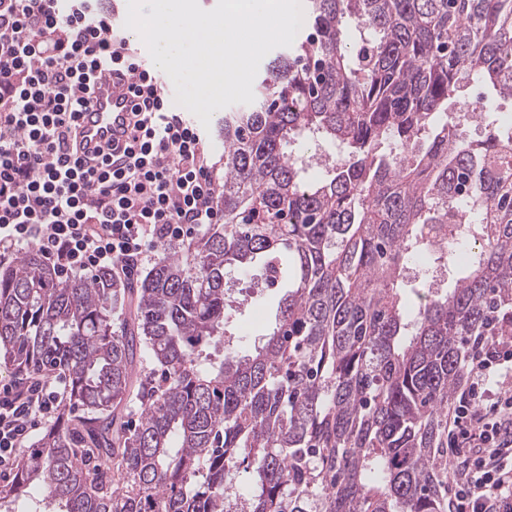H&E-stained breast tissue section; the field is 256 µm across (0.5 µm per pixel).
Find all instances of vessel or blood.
<instances>
[{"label": "vessel or blood", "mask_w": 512, "mask_h": 512, "mask_svg": "<svg viewBox=\"0 0 512 512\" xmlns=\"http://www.w3.org/2000/svg\"><path fill=\"white\" fill-rule=\"evenodd\" d=\"M90 101L88 111L74 123L70 150L82 162L95 164L106 149L123 152L137 116L132 110V85L124 77L102 74L92 87Z\"/></svg>", "instance_id": "b4317fda"}]
</instances>
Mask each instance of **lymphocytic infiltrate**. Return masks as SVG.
<instances>
[{"mask_svg":"<svg viewBox=\"0 0 512 512\" xmlns=\"http://www.w3.org/2000/svg\"><path fill=\"white\" fill-rule=\"evenodd\" d=\"M104 63L134 77L141 118L125 160L87 166L68 137ZM220 219L198 130L169 111L99 0H0V248L36 247L63 278L119 279ZM470 364L448 416L449 512H512V334L473 342ZM65 391L56 374L0 384V474Z\"/></svg>","mask_w":512,"mask_h":512,"instance_id":"obj_1","label":"lymphocytic infiltrate"}]
</instances>
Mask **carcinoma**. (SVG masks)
I'll return each instance as SVG.
<instances>
[{"label": "carcinoma", "instance_id": "1", "mask_svg": "<svg viewBox=\"0 0 512 512\" xmlns=\"http://www.w3.org/2000/svg\"><path fill=\"white\" fill-rule=\"evenodd\" d=\"M306 11L307 38L224 113V223L130 282L62 279L35 249L0 270V368L68 383L0 503L41 489L59 512H444L467 343L496 316L512 327V126L482 98L465 140L448 106L470 79L512 97V0ZM321 141L339 158L309 180ZM256 268L288 283L265 343L200 358L231 318L225 277ZM145 359L162 383L140 380L130 430L115 407Z\"/></svg>", "mask_w": 512, "mask_h": 512}]
</instances>
